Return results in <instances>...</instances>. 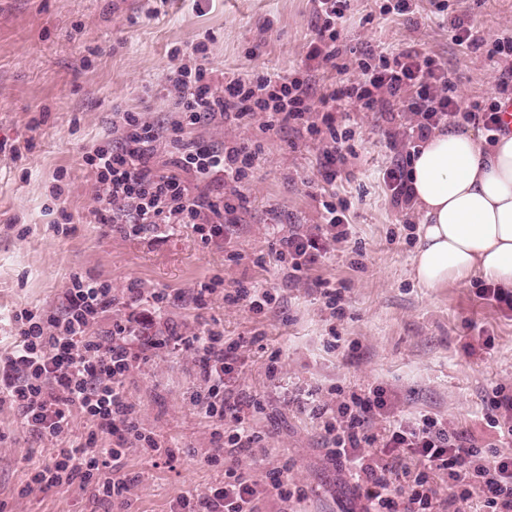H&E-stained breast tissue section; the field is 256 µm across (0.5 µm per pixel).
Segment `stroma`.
I'll return each mask as SVG.
<instances>
[{"label":"stroma","mask_w":512,"mask_h":512,"mask_svg":"<svg viewBox=\"0 0 512 512\" xmlns=\"http://www.w3.org/2000/svg\"><path fill=\"white\" fill-rule=\"evenodd\" d=\"M451 12L491 37L512 28V0H416L414 13L401 16L381 14L378 0H353L340 67L318 68L317 88L357 77L370 49L414 48L455 72L465 100L493 97L497 74L484 54L450 39ZM315 23L312 0H0V358L19 334L16 313L59 315L76 274L109 283L115 302L90 332L110 345L113 321L132 312L157 341L124 390L143 434L162 447L121 440L119 472L135 479L123 507L80 481L24 497L27 465L52 464L60 445L30 435L17 409L0 407V501L8 512H172L182 493L223 483L226 455L205 415L200 356L169 350L173 326L239 345L238 396L262 407L249 418L259 441L237 468L258 479L287 470L305 492L288 502L261 495L259 512H361L312 414L337 388L382 386L396 415L435 414L477 446L512 453V436L492 427L484 400L497 385L512 394V316L477 296L482 275L434 290L416 283L421 217L396 204L381 180L406 152L390 136L412 119L415 93L392 112L354 107L349 123H337L352 137L330 185L321 144L291 125L265 131L266 113L189 129L210 144L237 138L258 149L246 199L227 216L224 235L205 241L190 225L172 224L126 236L103 221L82 158L112 140L113 108L147 122L168 118L166 77L200 42L219 87L245 72L304 76ZM326 200L345 204L348 235L293 277L290 259L275 254L278 240L322 224ZM243 287L273 294V309L255 315L225 303V292ZM328 289L339 295L338 311L326 304ZM156 292L167 296L159 308Z\"/></svg>","instance_id":"1"}]
</instances>
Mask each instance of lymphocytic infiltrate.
Wrapping results in <instances>:
<instances>
[{"mask_svg": "<svg viewBox=\"0 0 512 512\" xmlns=\"http://www.w3.org/2000/svg\"><path fill=\"white\" fill-rule=\"evenodd\" d=\"M315 3V36L306 46L305 57L332 63L350 0ZM448 33L452 41L470 50H486L491 60L512 54V32L488 38L464 14L454 16ZM376 57L377 64L362 63L359 77L322 94L326 112L348 103L372 110L384 99L412 89L420 104L415 109L418 120L406 132L410 149H417L433 130L462 123L480 125L493 136L503 133L499 99L512 94V67L500 73L497 99L468 105L458 92L456 78L435 57L387 48L377 51ZM206 60L205 47L196 46L192 65L178 67L167 80L166 96L179 114L171 128L115 109L112 130L118 145L100 147L83 158L96 176L99 201L116 208L110 222L126 235L164 224L193 225L205 239L223 234V225L210 220L220 208L200 185L219 174L225 181L244 185L256 153L237 139L207 145L187 136V128L201 118L224 122L264 112L270 131L279 124H293L312 138L324 131L336 132L331 124L322 130L308 123L312 103L310 86L303 80L243 74L220 90L213 85ZM162 139L170 155L164 170L152 163L156 143ZM323 208V223L315 231H295L279 240L278 253L291 259L294 270L314 268L331 243L345 235L344 214L335 202H324ZM111 293L106 282L74 277L61 316L44 319L25 313L15 345L0 360V406L17 408L26 430L51 441L66 439L76 412L89 429L85 442L60 449L52 465L29 469L25 491L60 488L76 479L96 481L103 495L116 501L129 491L127 480L103 476L102 470L122 456L121 449L107 446L106 436L120 430L139 431L134 407L123 390L132 361L140 357L130 345L137 330L132 321L115 322L112 343L106 347L88 334L91 320L111 303ZM170 346L203 352L202 377L209 384L207 417L230 451L252 447L257 437L245 425L248 407L232 399L238 374L231 347L220 346L217 337L204 331L175 335ZM319 415L329 441L327 454L350 475L364 501L363 512H466L468 501L476 495L483 498V512H512V453L480 448L435 415L393 414L391 398L382 386L323 405ZM378 419L388 422L379 435L369 430ZM442 477L448 488L444 499L438 498L434 487L435 479ZM264 491L284 502L303 495L281 472L269 473L260 486L231 467L225 470L223 483L206 496L184 492L177 506L180 512H257Z\"/></svg>", "mask_w": 512, "mask_h": 512, "instance_id": "lymphocytic-infiltrate-1", "label": "lymphocytic infiltrate"}]
</instances>
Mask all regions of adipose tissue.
<instances>
[{
	"mask_svg": "<svg viewBox=\"0 0 512 512\" xmlns=\"http://www.w3.org/2000/svg\"><path fill=\"white\" fill-rule=\"evenodd\" d=\"M421 216L412 276L435 289L479 273L512 287V133L494 143L468 132L432 133L411 162Z\"/></svg>",
	"mask_w": 512,
	"mask_h": 512,
	"instance_id": "1",
	"label": "adipose tissue"
}]
</instances>
